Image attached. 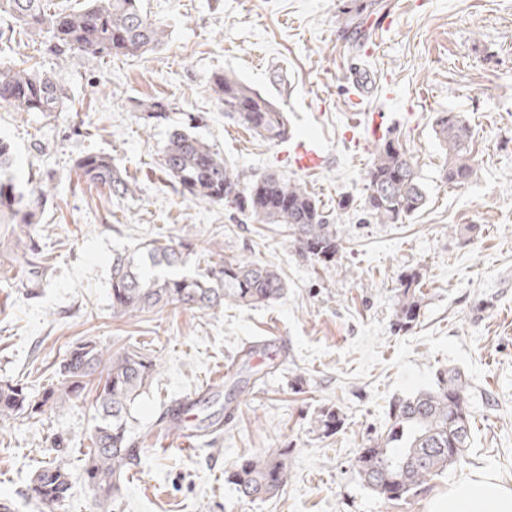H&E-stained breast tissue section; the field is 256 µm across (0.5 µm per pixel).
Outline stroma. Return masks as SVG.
I'll return each mask as SVG.
<instances>
[{
	"label": "stroma",
	"instance_id": "35a3bbf8",
	"mask_svg": "<svg viewBox=\"0 0 512 512\" xmlns=\"http://www.w3.org/2000/svg\"><path fill=\"white\" fill-rule=\"evenodd\" d=\"M383 3L376 17L391 26L367 29L370 54L340 23L350 0H143L167 37L137 57L55 56L37 37L0 44V59L59 75L69 91L59 112L0 107L11 176L20 189L45 194L41 248L50 258L46 284L32 297L0 257V380L38 390L56 382L81 338L112 354L138 349L158 364L131 410L140 455L114 512H429L479 469L512 486V0ZM353 66L362 88L353 86ZM224 71L278 100L293 132L318 128L324 165L298 170L285 144L226 118L210 86ZM150 98L166 100L168 119L140 118L136 103ZM360 110L379 113L383 136L398 138L418 167L427 200L404 223L376 224L362 210L377 142L351 128ZM448 110L473 131L477 173L458 187L440 177L433 131L436 113ZM190 115L193 135L242 184L270 169L307 188L338 226L335 262L300 256L286 225L254 224L174 190L161 148ZM88 152L111 155L135 194L84 182L74 161ZM151 239L191 240L193 270L215 254L271 264L285 292L256 307L113 316L112 257ZM412 270L425 299L413 327L400 331L395 296ZM248 347V366L228 383L225 362ZM454 367L469 378L473 447L416 498L380 499L358 475L361 448L385 429L395 398ZM188 397L196 419L224 414L222 429L203 432L191 452L160 421ZM331 405L342 424L325 436L313 419ZM95 418L87 398L0 421V502L10 512H97L82 479ZM278 448L288 451L287 485L266 501L240 500L225 471ZM49 460L73 480L70 496L50 508L28 491Z\"/></svg>",
	"mask_w": 512,
	"mask_h": 512
}]
</instances>
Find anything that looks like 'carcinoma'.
<instances>
[{"label": "carcinoma", "instance_id": "1", "mask_svg": "<svg viewBox=\"0 0 512 512\" xmlns=\"http://www.w3.org/2000/svg\"><path fill=\"white\" fill-rule=\"evenodd\" d=\"M341 24L359 30L364 20L381 8L378 0H353ZM0 13L8 14L10 34L41 35L48 51L91 58L137 56L165 42V29L150 19L142 0H82L78 7L54 6L52 0H0ZM224 114L254 135L270 141L288 139V114L232 73H216L211 79ZM67 100L62 79L33 66L0 61V106L20 112H60ZM136 110L142 119H159L167 104L150 99ZM434 134L444 153L442 178L451 186L472 180L476 172L470 149L472 130L459 112H439ZM164 171L180 192L202 203H224L254 224H285L288 242L297 252L318 261L331 262L341 244L337 225L320 209L302 184L275 171L261 173L243 187L224 158L196 136L175 130L163 148ZM13 166L9 144L0 141V253L10 262L18 284L35 295L46 282L49 258L40 249L45 225L39 223L43 193L20 191L8 176ZM74 166L85 182L105 188L115 196L134 194V187L103 153L78 157ZM365 209L376 224H398L425 204V193L408 150L394 139L377 148L366 171ZM193 243L150 240L112 261V313L117 317L161 311L174 306L206 311L226 304L257 306L281 297L285 285L274 267L240 258H218L203 275L179 272L187 266ZM424 300L419 275L403 277L396 295V326L409 330L418 319ZM156 373V364L132 350L105 355L92 339H82L61 364L57 383L36 391L18 381H0V419L35 418L49 408L62 407L95 386L98 417L89 435L90 448L84 472L95 494L99 512H112L120 483L135 465L140 450L128 435L131 406ZM468 379L458 368L437 373L425 391L392 401L385 429L362 449L357 472L365 485L386 501L415 498L448 467L461 462L469 447L472 423L464 404ZM192 404L169 409L162 417L168 430L192 433L201 430L183 419ZM315 427L331 434L341 424L333 407H323ZM288 449L245 458L231 469L227 480L240 499L274 497L288 483ZM72 488L71 474L54 461L34 472L32 497L45 506L66 499Z\"/></svg>", "mask_w": 512, "mask_h": 512}]
</instances>
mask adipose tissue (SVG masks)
Segmentation results:
<instances>
[{"instance_id": "adipose-tissue-1", "label": "adipose tissue", "mask_w": 512, "mask_h": 512, "mask_svg": "<svg viewBox=\"0 0 512 512\" xmlns=\"http://www.w3.org/2000/svg\"><path fill=\"white\" fill-rule=\"evenodd\" d=\"M430 512H512V487L492 474L474 472L435 501Z\"/></svg>"}]
</instances>
